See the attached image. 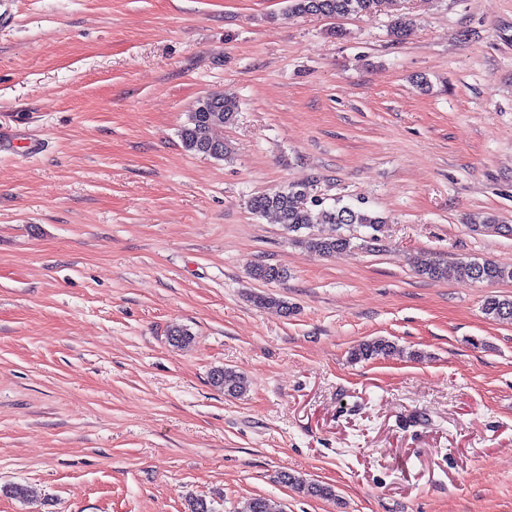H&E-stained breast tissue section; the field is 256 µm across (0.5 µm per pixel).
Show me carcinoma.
I'll use <instances>...</instances> for the list:
<instances>
[{"label": "carcinoma", "instance_id": "cac0c4a2", "mask_svg": "<svg viewBox=\"0 0 512 512\" xmlns=\"http://www.w3.org/2000/svg\"><path fill=\"white\" fill-rule=\"evenodd\" d=\"M380 2L381 0H289L288 13L297 16L309 14L344 18L369 13ZM236 121L235 105L224 98V95L211 93L196 101L188 113L187 121L180 128L179 136L187 151L222 160L228 150L224 142L214 136V130L224 125L231 126ZM248 207L256 215L273 217L286 231L296 234L311 229L315 224H338L347 228L357 226L370 229L372 233L367 238L373 240L379 225L387 223L384 216L366 208L349 205L324 207L323 199L315 194L310 184H290L275 191L258 193L249 198ZM304 242L313 251L326 256L358 247L351 233L321 238L309 236ZM418 272L438 279L468 278L487 283L512 282V267L491 261L443 262L426 256L420 260ZM286 277V270L276 265L261 264L252 271V278L265 284L280 282ZM251 301L258 308L273 309L284 316L293 312V307L287 301L267 293H254ZM483 311L495 320L511 323L512 298L489 296L484 301ZM393 349L394 344L384 338L366 340L351 351L350 358L354 362L366 361L387 356ZM210 383L232 398L242 397L247 392L244 378L227 368L212 371ZM278 481L310 497L335 496L331 486L307 481L288 471L280 472ZM242 512H282V509L276 501L259 496L249 499Z\"/></svg>", "mask_w": 512, "mask_h": 512}]
</instances>
